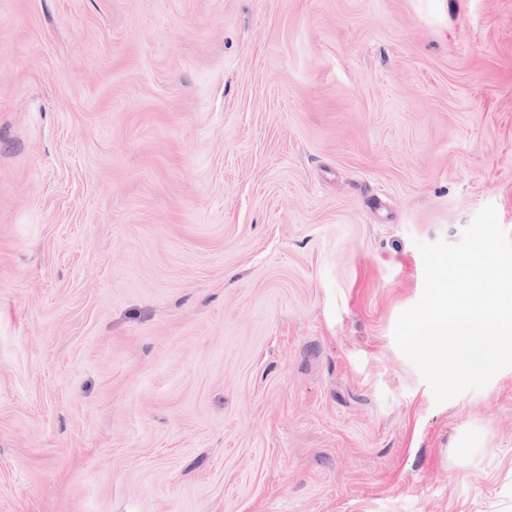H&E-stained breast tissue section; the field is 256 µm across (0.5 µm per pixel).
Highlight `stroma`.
Returning a JSON list of instances; mask_svg holds the SVG:
<instances>
[{
    "instance_id": "1",
    "label": "stroma",
    "mask_w": 512,
    "mask_h": 512,
    "mask_svg": "<svg viewBox=\"0 0 512 512\" xmlns=\"http://www.w3.org/2000/svg\"><path fill=\"white\" fill-rule=\"evenodd\" d=\"M489 204L512 0H0V512H512L393 338Z\"/></svg>"
}]
</instances>
